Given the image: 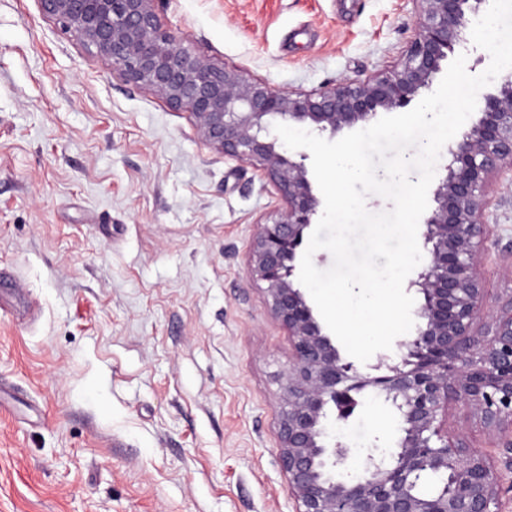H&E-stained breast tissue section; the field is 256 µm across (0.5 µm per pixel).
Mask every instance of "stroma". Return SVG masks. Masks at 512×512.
I'll return each mask as SVG.
<instances>
[{
  "label": "stroma",
  "mask_w": 512,
  "mask_h": 512,
  "mask_svg": "<svg viewBox=\"0 0 512 512\" xmlns=\"http://www.w3.org/2000/svg\"><path fill=\"white\" fill-rule=\"evenodd\" d=\"M193 53L280 90L395 61L413 0H154ZM482 273L512 294V178ZM282 208L188 109L0 0V512H297L278 460L288 330L249 272ZM337 435L392 439L364 400Z\"/></svg>",
  "instance_id": "obj_1"
}]
</instances>
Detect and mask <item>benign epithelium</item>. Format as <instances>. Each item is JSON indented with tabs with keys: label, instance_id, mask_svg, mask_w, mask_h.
Segmentation results:
<instances>
[{
	"label": "benign epithelium",
	"instance_id": "obj_1",
	"mask_svg": "<svg viewBox=\"0 0 512 512\" xmlns=\"http://www.w3.org/2000/svg\"><path fill=\"white\" fill-rule=\"evenodd\" d=\"M126 80L186 108L199 137L248 162L284 204L252 242L250 272L288 329L292 353L280 376L279 462L298 512H502L512 474V295L491 299L481 267L491 229L481 222L492 178L512 173V74L483 96L480 118L448 147L450 162L421 216L428 263L408 289L421 295L416 335L397 342L400 362L382 374L345 360L317 320L294 271L320 201L307 155L287 154L274 126L299 123L331 136L394 112L432 88L449 56L468 50L470 26L491 0H414L413 35L395 62L364 79L316 91L278 90L235 67L192 54L164 28L154 0H38ZM371 390L397 407L400 435L380 463L360 462L330 437L356 396ZM458 406L495 438L494 450L448 429ZM446 478L419 491L423 477Z\"/></svg>",
	"mask_w": 512,
	"mask_h": 512
}]
</instances>
